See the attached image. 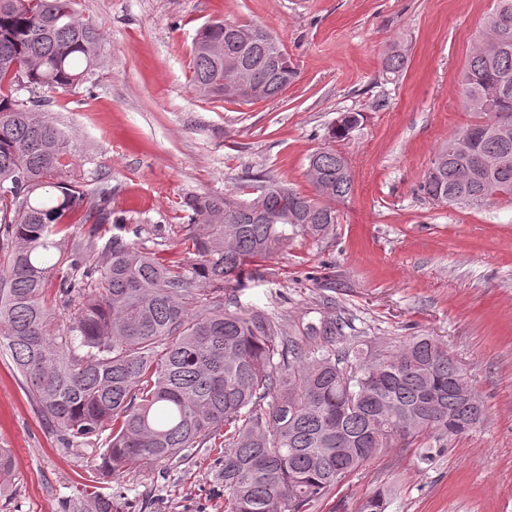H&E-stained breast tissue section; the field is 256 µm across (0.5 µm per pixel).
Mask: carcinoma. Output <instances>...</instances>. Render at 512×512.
Listing matches in <instances>:
<instances>
[{
	"label": "carcinoma",
	"mask_w": 512,
	"mask_h": 512,
	"mask_svg": "<svg viewBox=\"0 0 512 512\" xmlns=\"http://www.w3.org/2000/svg\"><path fill=\"white\" fill-rule=\"evenodd\" d=\"M75 2L0 0V347L63 447L105 437L93 468L105 478L202 448L222 431L225 512H308L371 459L471 431L477 412L466 395L475 390L434 339L365 348L328 317L297 326L299 341L235 297L250 266L290 235L334 233L333 203L353 193L335 143L362 115L340 114L328 146L311 155V195L272 180L250 201L187 196L184 258L104 238L112 191L96 190L99 203L84 206L74 145L39 109L100 63L104 35ZM282 49L263 25L208 22L192 43L193 89L247 104L274 99L298 75L286 57L273 66ZM241 78L256 97L236 96ZM461 85L478 120L441 146L419 191L432 203L445 192L447 205L512 201V0H494ZM486 155L499 163L482 166ZM387 497L376 490L361 512H385Z\"/></svg>",
	"instance_id": "1"
}]
</instances>
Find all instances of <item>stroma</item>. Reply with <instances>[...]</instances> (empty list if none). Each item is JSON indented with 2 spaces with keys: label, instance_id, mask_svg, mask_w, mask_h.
Instances as JSON below:
<instances>
[{
  "label": "stroma",
  "instance_id": "obj_1",
  "mask_svg": "<svg viewBox=\"0 0 512 512\" xmlns=\"http://www.w3.org/2000/svg\"><path fill=\"white\" fill-rule=\"evenodd\" d=\"M493 0H77L105 38L92 83L43 109L71 137L79 180L112 189L126 238L176 247L192 193L268 180L304 195L310 155L339 113L361 126L337 143L354 190L337 203L333 238L308 236L253 269L242 307L287 330L345 317L372 345L430 336L447 347L485 405L467 434L367 462L310 512H358L380 488L386 512H512V202L440 207L418 185L434 154L474 121L459 75ZM213 20L266 25L298 76L276 99L244 104L191 87L196 31ZM405 68L384 73L392 50ZM0 448L14 472L0 512H92L82 490L93 446L63 447L0 352ZM223 446L190 448L152 470L112 476V512H224Z\"/></svg>",
  "mask_w": 512,
  "mask_h": 512
}]
</instances>
